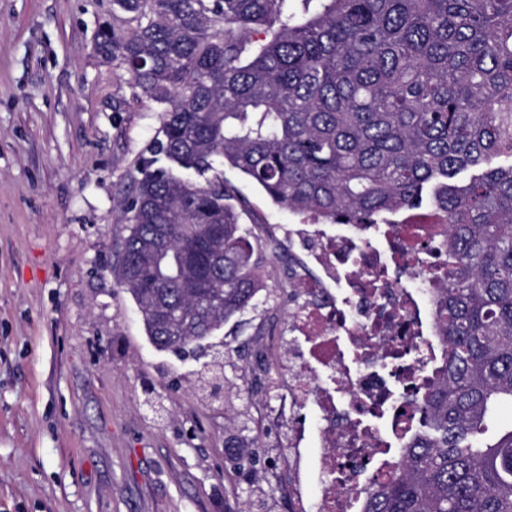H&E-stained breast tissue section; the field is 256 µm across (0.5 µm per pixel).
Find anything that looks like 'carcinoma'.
<instances>
[{"instance_id":"cac0c4a2","label":"carcinoma","mask_w":512,"mask_h":512,"mask_svg":"<svg viewBox=\"0 0 512 512\" xmlns=\"http://www.w3.org/2000/svg\"><path fill=\"white\" fill-rule=\"evenodd\" d=\"M136 26L99 30L136 95L166 105L162 139L121 204L118 282L146 336L224 296L182 342L257 308V243L228 163L314 222L378 224L428 196L448 225L433 274L438 378L398 472L366 512H512V0H114ZM166 165H158V156Z\"/></svg>"}]
</instances>
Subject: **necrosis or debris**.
Masks as SVG:
<instances>
[{"label":"necrosis or debris","instance_id":"necrosis-or-debris-1","mask_svg":"<svg viewBox=\"0 0 512 512\" xmlns=\"http://www.w3.org/2000/svg\"><path fill=\"white\" fill-rule=\"evenodd\" d=\"M288 242V312L265 351L274 374L261 411L284 450L292 512H364L393 475L442 343L432 266L448 227L271 225Z\"/></svg>","mask_w":512,"mask_h":512}]
</instances>
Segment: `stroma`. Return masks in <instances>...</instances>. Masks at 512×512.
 Instances as JSON below:
<instances>
[{
    "label": "stroma",
    "instance_id": "obj_1",
    "mask_svg": "<svg viewBox=\"0 0 512 512\" xmlns=\"http://www.w3.org/2000/svg\"><path fill=\"white\" fill-rule=\"evenodd\" d=\"M105 25L133 23L113 0H0V512H241L246 491L287 512L246 347L288 304L267 227L300 217L225 169L265 273L260 308L217 333L238 377L213 397L112 272L163 106L95 52Z\"/></svg>",
    "mask_w": 512,
    "mask_h": 512
}]
</instances>
